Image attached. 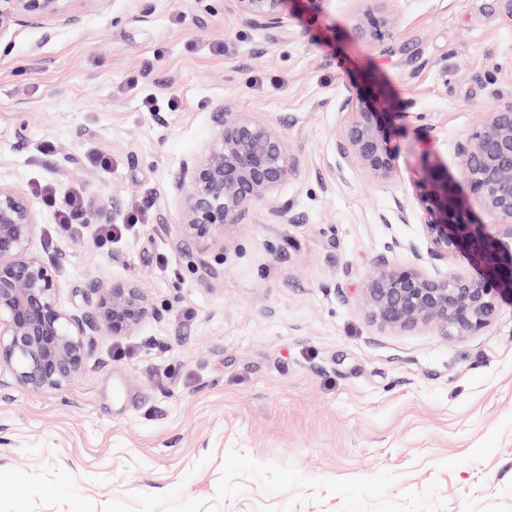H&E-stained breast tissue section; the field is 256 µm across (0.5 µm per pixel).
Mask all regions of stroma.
<instances>
[{"label": "stroma", "mask_w": 512, "mask_h": 512, "mask_svg": "<svg viewBox=\"0 0 512 512\" xmlns=\"http://www.w3.org/2000/svg\"><path fill=\"white\" fill-rule=\"evenodd\" d=\"M401 21L369 36L377 0H290L260 29L225 0H72L0 37V181L32 202L36 249L69 255L65 308L95 279L133 281L161 312L133 336L97 337L86 371L50 394L0 392V469L59 466L97 506L133 493L216 502L225 455L308 478L438 482L445 512H512V305L475 336L389 330L359 301L392 240L425 247L416 187L458 175L457 147L512 100L506 0H390ZM349 95L385 96L399 177L381 186L334 163ZM286 137L289 220L255 207L201 249L177 233L173 183L223 106ZM107 166L92 163V156ZM81 193L122 236L63 232L43 200ZM406 199L409 223L391 218ZM253 480L221 512L283 507Z\"/></svg>", "instance_id": "stroma-1"}]
</instances>
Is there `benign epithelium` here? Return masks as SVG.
<instances>
[{
    "mask_svg": "<svg viewBox=\"0 0 512 512\" xmlns=\"http://www.w3.org/2000/svg\"><path fill=\"white\" fill-rule=\"evenodd\" d=\"M70 0H0V36L23 19L52 17L74 24ZM229 11L256 27L284 22L288 0H226ZM397 23L381 12L370 17L377 37ZM385 101L368 104L343 98L346 114L336 139L339 158L367 171L380 185L398 177L386 131L392 113ZM206 148L184 163L173 190L181 199V235L206 245L224 236V225L240 221L255 206L269 220H288V207L276 196L296 168L284 135L244 112L222 108ZM460 174L468 193H460L448 171L432 166L418 186L426 249L398 240L394 254L411 260L381 259L368 275L360 297L372 321L391 330L434 326L445 336H474L489 326L499 303L512 304V101L491 107L484 121L458 146ZM489 217L473 218V206ZM105 205L75 214L79 224H110ZM41 224L20 189L0 181V372L7 385L26 393L65 389L82 374L95 338L133 336L159 314L143 289L132 282L96 281L84 305H60L67 254L33 245ZM463 255L474 274L450 271L440 277L426 266Z\"/></svg>",
    "mask_w": 512,
    "mask_h": 512,
    "instance_id": "7a95c632",
    "label": "benign epithelium"
}]
</instances>
